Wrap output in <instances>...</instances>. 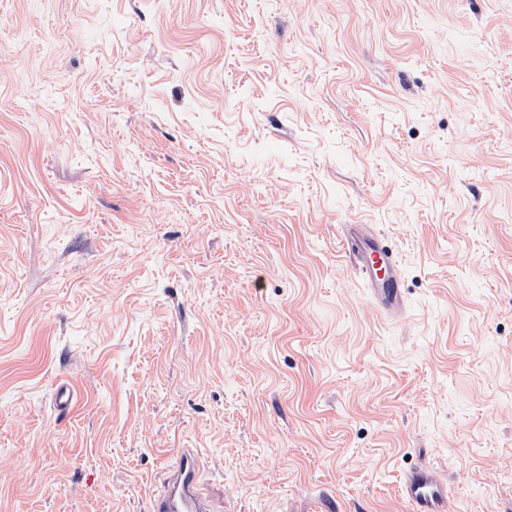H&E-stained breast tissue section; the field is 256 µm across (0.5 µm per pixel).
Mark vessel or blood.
<instances>
[{
  "mask_svg": "<svg viewBox=\"0 0 512 512\" xmlns=\"http://www.w3.org/2000/svg\"><path fill=\"white\" fill-rule=\"evenodd\" d=\"M342 251L365 281L370 299L387 315H404L402 277L394 245L366 224H348ZM201 462L196 449H179L151 500V512H209L199 490ZM400 496L409 512H446L448 482L434 468L407 473Z\"/></svg>",
  "mask_w": 512,
  "mask_h": 512,
  "instance_id": "vessel-or-blood-1",
  "label": "vessel or blood"
}]
</instances>
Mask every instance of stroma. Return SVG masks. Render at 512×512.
<instances>
[{
    "label": "stroma",
    "mask_w": 512,
    "mask_h": 512,
    "mask_svg": "<svg viewBox=\"0 0 512 512\" xmlns=\"http://www.w3.org/2000/svg\"><path fill=\"white\" fill-rule=\"evenodd\" d=\"M181 448L211 512H512V0H0V512ZM342 251L364 278L370 299L387 315L405 314L402 277L394 245L368 224H346ZM400 496L410 512H446L448 482L432 467L415 469L407 473Z\"/></svg>",
    "instance_id": "1"
}]
</instances>
